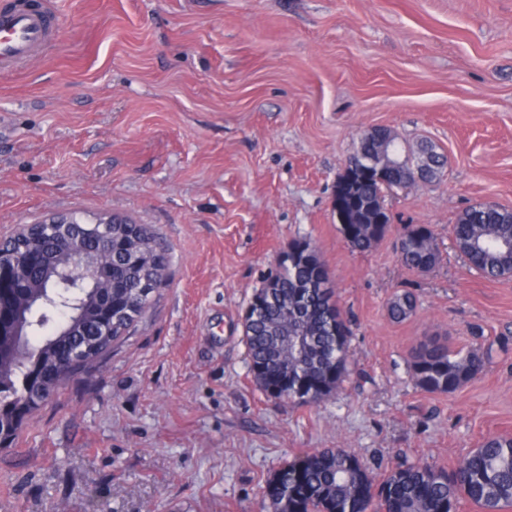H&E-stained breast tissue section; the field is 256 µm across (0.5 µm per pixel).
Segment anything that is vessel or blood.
Returning <instances> with one entry per match:
<instances>
[{
    "label": "vessel or blood",
    "mask_w": 512,
    "mask_h": 512,
    "mask_svg": "<svg viewBox=\"0 0 512 512\" xmlns=\"http://www.w3.org/2000/svg\"><path fill=\"white\" fill-rule=\"evenodd\" d=\"M55 31L53 19L28 0L0 11V69L23 67L43 55Z\"/></svg>",
    "instance_id": "vessel-or-blood-1"
}]
</instances>
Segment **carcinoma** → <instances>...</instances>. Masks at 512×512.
I'll return each mask as SVG.
<instances>
[{"label":"carcinoma","mask_w":512,"mask_h":512,"mask_svg":"<svg viewBox=\"0 0 512 512\" xmlns=\"http://www.w3.org/2000/svg\"><path fill=\"white\" fill-rule=\"evenodd\" d=\"M356 155L368 166L390 165L384 179L355 177L349 192L360 205L348 214L340 232L349 246L359 252L376 248L385 238L390 216L384 205V192L401 180L403 169L416 164L431 180L444 168L446 158L435 146L421 142L417 149L403 147L390 130L382 127L364 134ZM461 254L492 280L512 277V209L486 203L465 210L452 228ZM112 236V260L100 253L101 237ZM403 249L402 265L413 271H426L437 265L432 230L424 224H408L399 234ZM84 260L101 269L112 267V310L117 315L137 300L133 315L120 319L112 336L97 335L103 293L88 288L80 301L62 312L63 323L35 328L29 360L0 365V406L24 403L25 415L36 411L61 385L84 372L119 341L145 313L154 288L137 295L139 279L129 266L128 256L136 248L145 260L166 261L157 249L151 231L143 224L125 220L123 224L98 227V235L82 237ZM286 251L279 270L255 289L247 307L251 315L243 324V339L256 386L265 394L296 404L318 403L337 391L348 373L350 331L341 318L328 269L315 246L308 240L296 241ZM35 250L38 264L29 271L31 294H43L57 287L69 259L57 246L53 234L32 232L16 238L10 254L15 259ZM416 307L408 292L394 295L388 302L394 322L409 318ZM308 325L315 330L313 361L324 365L315 382L306 386L296 381L277 383L269 378L271 363L286 360L279 351L273 330H290ZM491 349L483 346L452 348L447 342L427 338L410 352L412 380L430 394L453 393L481 370ZM74 369L58 378L63 362ZM264 507L270 512H347L361 504L367 512H456L457 504L468 499L482 512H503L512 507V436L484 438L458 462L452 471L425 462H405L376 478L344 448H321L285 462L272 472L263 491Z\"/></svg>","instance_id":"cac0c4a2"}]
</instances>
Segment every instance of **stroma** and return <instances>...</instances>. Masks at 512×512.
I'll use <instances>...</instances> for the list:
<instances>
[{
	"label": "stroma",
	"mask_w": 512,
	"mask_h": 512,
	"mask_svg": "<svg viewBox=\"0 0 512 512\" xmlns=\"http://www.w3.org/2000/svg\"><path fill=\"white\" fill-rule=\"evenodd\" d=\"M54 45L0 71V239L53 212L147 225L167 279L130 334L0 447V512H260L269 474L343 446L373 472L453 469L512 436V279L451 229L512 208V0H56ZM427 140L447 165L386 192L391 227L351 250L332 200L360 136ZM406 224L440 261L402 266ZM311 241L352 332L351 373L297 406L258 390L241 316ZM414 314L389 319L397 291ZM491 346L459 390L416 388L424 337Z\"/></svg>",
	"instance_id": "1"
}]
</instances>
